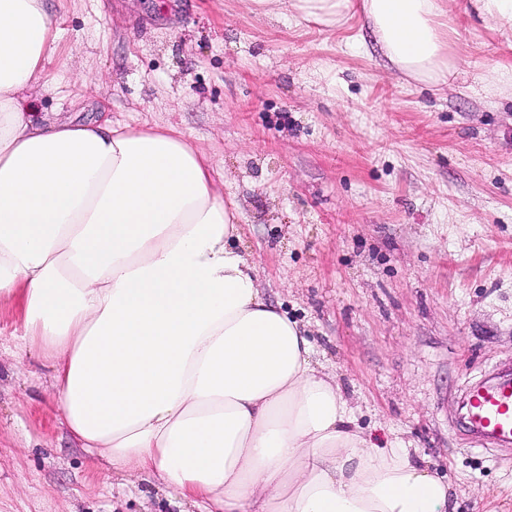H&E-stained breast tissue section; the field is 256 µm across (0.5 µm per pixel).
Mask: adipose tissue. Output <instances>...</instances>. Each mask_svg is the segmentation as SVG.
<instances>
[{
	"label": "adipose tissue",
	"mask_w": 512,
	"mask_h": 512,
	"mask_svg": "<svg viewBox=\"0 0 512 512\" xmlns=\"http://www.w3.org/2000/svg\"><path fill=\"white\" fill-rule=\"evenodd\" d=\"M276 2L325 25L362 13L415 81L458 74L446 0ZM58 39L44 0H0V297H20L81 449L222 512H448V484L369 446L298 323L264 300L200 147L34 117L26 93Z\"/></svg>",
	"instance_id": "ef3b65f1"
}]
</instances>
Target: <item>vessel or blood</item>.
I'll use <instances>...</instances> for the list:
<instances>
[{
	"instance_id": "vessel-or-blood-1",
	"label": "vessel or blood",
	"mask_w": 512,
	"mask_h": 512,
	"mask_svg": "<svg viewBox=\"0 0 512 512\" xmlns=\"http://www.w3.org/2000/svg\"><path fill=\"white\" fill-rule=\"evenodd\" d=\"M467 423L477 436L512 441V378L502 377L474 388L467 403Z\"/></svg>"
}]
</instances>
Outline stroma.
<instances>
[{
  "label": "stroma",
  "instance_id": "obj_1",
  "mask_svg": "<svg viewBox=\"0 0 512 512\" xmlns=\"http://www.w3.org/2000/svg\"><path fill=\"white\" fill-rule=\"evenodd\" d=\"M60 31L38 117L171 127L242 213L235 249L297 320L357 426L447 480L451 512H512V447L458 422L512 368V66L494 24L448 0L460 73L391 71L360 18L336 27L250 0H45ZM0 298V512H198L68 433L53 369Z\"/></svg>",
  "mask_w": 512,
  "mask_h": 512
}]
</instances>
